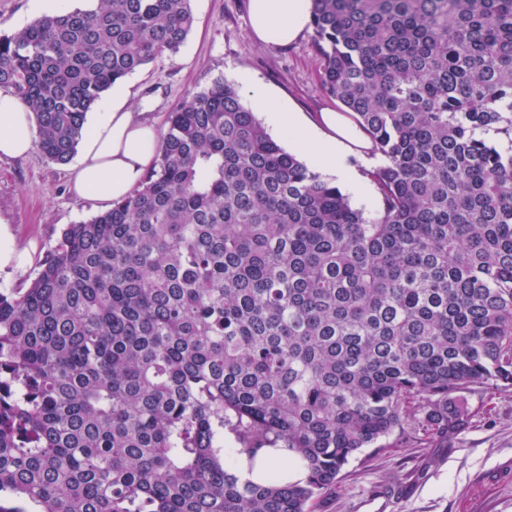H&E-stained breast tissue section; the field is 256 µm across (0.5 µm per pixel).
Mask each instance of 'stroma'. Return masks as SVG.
I'll return each mask as SVG.
<instances>
[{
	"instance_id": "35a3bbf8",
	"label": "stroma",
	"mask_w": 512,
	"mask_h": 512,
	"mask_svg": "<svg viewBox=\"0 0 512 512\" xmlns=\"http://www.w3.org/2000/svg\"><path fill=\"white\" fill-rule=\"evenodd\" d=\"M192 10L194 25L179 51L124 79L130 107L163 122L214 80L236 83L244 73L306 117L329 105L310 34L286 46L258 44L249 0H192ZM100 212L97 202L70 193L67 166L40 151L0 161V217L28 254L23 268L0 270V290L28 287L62 230ZM466 403L468 426L455 443L405 423L389 437V449L366 448L352 459L315 512H512V388L490 386Z\"/></svg>"
}]
</instances>
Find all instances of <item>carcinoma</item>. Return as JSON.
I'll return each mask as SVG.
<instances>
[{
  "mask_svg": "<svg viewBox=\"0 0 512 512\" xmlns=\"http://www.w3.org/2000/svg\"><path fill=\"white\" fill-rule=\"evenodd\" d=\"M0 34V88L64 165L191 0H94ZM318 83L382 163L351 206L233 83L167 117L129 198L0 291V499L35 512H313L406 420L453 442L512 387V0H311ZM285 448L303 484L224 463Z\"/></svg>",
  "mask_w": 512,
  "mask_h": 512,
  "instance_id": "1",
  "label": "carcinoma"
}]
</instances>
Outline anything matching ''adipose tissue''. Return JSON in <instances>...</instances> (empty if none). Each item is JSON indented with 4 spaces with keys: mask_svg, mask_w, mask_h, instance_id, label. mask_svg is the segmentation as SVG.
<instances>
[{
    "mask_svg": "<svg viewBox=\"0 0 512 512\" xmlns=\"http://www.w3.org/2000/svg\"><path fill=\"white\" fill-rule=\"evenodd\" d=\"M249 11L254 36L264 46L293 42L311 21L310 0H250ZM251 94L263 106L270 124L288 135L309 166L331 175L359 202H366L349 163L351 145L362 139L359 130L335 109H325L315 122L271 100L260 86H252ZM160 133L157 120L128 107L123 95L113 96L111 105L96 113L87 127L80 157L70 169L72 195L109 207L133 194L157 160ZM34 147L33 113L12 91L0 89V161L26 157ZM233 470L239 481L255 484L273 475L283 482H302L308 474L282 448L235 456Z\"/></svg>",
    "mask_w": 512,
    "mask_h": 512,
    "instance_id": "ef3b65f1",
    "label": "adipose tissue"
}]
</instances>
